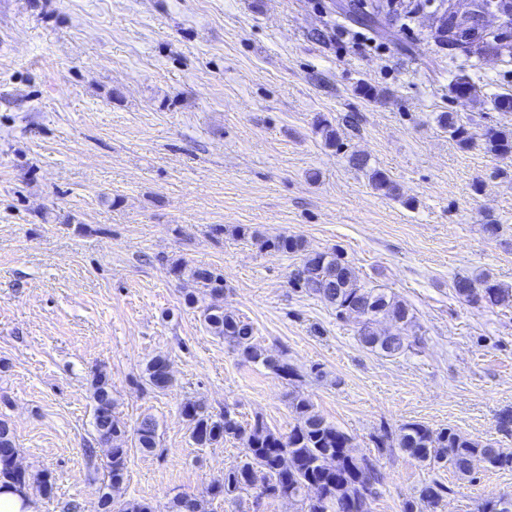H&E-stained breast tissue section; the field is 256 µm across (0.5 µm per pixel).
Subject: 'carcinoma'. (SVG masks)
I'll list each match as a JSON object with an SVG mask.
<instances>
[{
  "label": "carcinoma",
  "mask_w": 512,
  "mask_h": 512,
  "mask_svg": "<svg viewBox=\"0 0 512 512\" xmlns=\"http://www.w3.org/2000/svg\"><path fill=\"white\" fill-rule=\"evenodd\" d=\"M473 2V12L467 17L440 16L441 33L450 34L449 41L457 37L467 44L473 40L479 30L481 14L495 4V0ZM438 123L448 129L459 146L469 148L475 144L476 135L457 116L443 112ZM481 140L486 151L494 155H512V131L489 126L481 133ZM369 179L383 195L400 197L398 185L383 171L371 170ZM231 233L255 241L262 250L301 255L290 284L309 295L319 296L333 306L341 318L356 316L359 340L365 347L387 357L401 355L413 347L407 334L413 319L409 305L378 288L360 284L354 270L338 251L309 252L299 236L264 238L245 225L234 227ZM186 270L211 297L224 296V277L217 269L175 267L177 274ZM453 288L456 296L470 305L489 309L512 306V286L488 273L475 277L459 274ZM203 317L206 328L224 338L245 360L261 362L286 380L298 376L286 360L267 355L254 343L250 323L217 304L207 306ZM383 319L391 323V328L381 334L376 325ZM146 371L150 386L157 391H164L173 383L169 360L163 355L152 358ZM92 389L93 425L99 443L107 448V470L111 486L115 487L123 482L126 472L127 430L116 415L106 373L94 374ZM289 406L296 424L284 436L260 419L245 425L227 408L214 414L198 400L184 402L182 415L189 424L195 445L208 448L227 439L242 440L246 453L244 460L224 470L223 477L210 483L206 494L200 497L178 494L168 502L166 512H206L208 500H234L243 492L262 493L286 502L295 512H371V503L383 479L377 460L365 454H348L346 448L351 437L315 412L308 398L292 394ZM157 429L153 417H143L134 430L135 446L153 452L157 448ZM375 443L378 448H398L421 462L450 468L462 476L471 473L469 461L472 458H480L493 468L512 467V454L453 429L433 430L420 422L404 423L395 433L386 430L375 436ZM18 456L13 432L1 419L0 488L7 487L24 496L31 474L16 464ZM447 491L448 487L437 480L426 483L418 496L403 502L402 512H436ZM476 512H512V499H485L477 505Z\"/></svg>",
  "instance_id": "obj_1"
}]
</instances>
